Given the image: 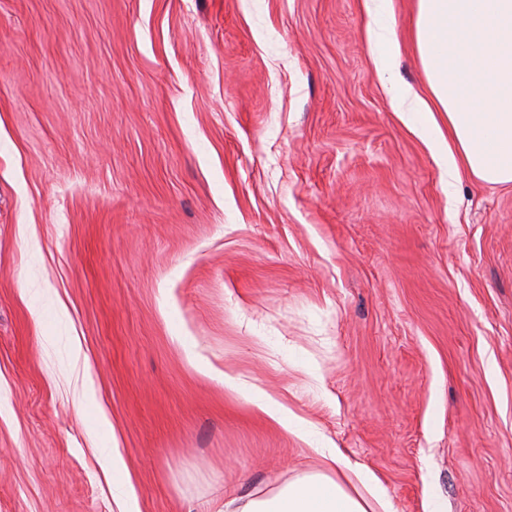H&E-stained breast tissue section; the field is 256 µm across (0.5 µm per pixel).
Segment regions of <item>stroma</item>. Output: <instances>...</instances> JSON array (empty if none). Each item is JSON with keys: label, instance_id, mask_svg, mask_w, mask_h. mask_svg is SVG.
<instances>
[{"label": "stroma", "instance_id": "stroma-1", "mask_svg": "<svg viewBox=\"0 0 512 512\" xmlns=\"http://www.w3.org/2000/svg\"><path fill=\"white\" fill-rule=\"evenodd\" d=\"M414 6L385 76L364 0H0V512H211L324 448L512 512V185L393 111Z\"/></svg>", "mask_w": 512, "mask_h": 512}]
</instances>
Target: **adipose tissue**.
<instances>
[{
	"instance_id": "1",
	"label": "adipose tissue",
	"mask_w": 512,
	"mask_h": 512,
	"mask_svg": "<svg viewBox=\"0 0 512 512\" xmlns=\"http://www.w3.org/2000/svg\"><path fill=\"white\" fill-rule=\"evenodd\" d=\"M365 7L374 64L389 72L400 51L391 0ZM412 33L429 95L389 82L394 110L446 174L512 184V0H416ZM370 493L354 495L329 473H315L269 496L230 499L216 512H369L374 499L392 512L378 487Z\"/></svg>"
}]
</instances>
